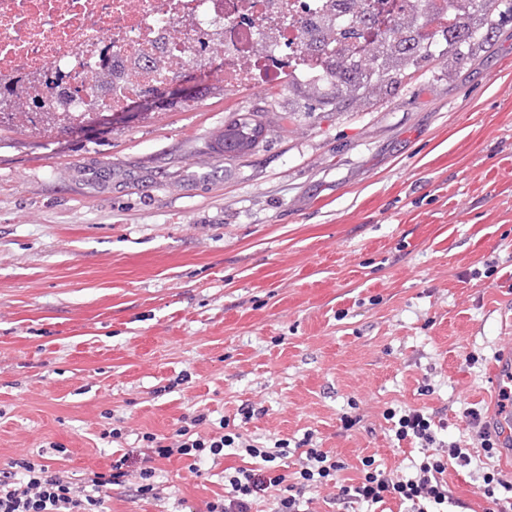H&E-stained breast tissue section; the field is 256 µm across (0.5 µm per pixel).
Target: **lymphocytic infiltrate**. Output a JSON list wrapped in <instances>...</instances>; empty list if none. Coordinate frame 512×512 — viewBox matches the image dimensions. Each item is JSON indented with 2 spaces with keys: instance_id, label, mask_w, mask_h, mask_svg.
I'll return each instance as SVG.
<instances>
[{
  "instance_id": "obj_1",
  "label": "lymphocytic infiltrate",
  "mask_w": 512,
  "mask_h": 512,
  "mask_svg": "<svg viewBox=\"0 0 512 512\" xmlns=\"http://www.w3.org/2000/svg\"><path fill=\"white\" fill-rule=\"evenodd\" d=\"M385 420L394 424L397 441L409 442L424 449L425 456L415 477L400 480L382 472H365L357 483L343 485L338 496L378 504L386 497L399 499L409 512H439L448 502V484L444 475L449 461L467 466L472 462L469 449L453 441L438 445L434 422L421 410L396 413L389 410ZM207 414L184 418L182 425L170 437L168 444L156 443L152 434H144L147 443L144 465L135 473L139 479L140 496L157 497L154 460L172 456H186L194 460L223 456L225 449L235 448L252 458L260 459V466L237 467L225 473L230 486L228 495L207 502L206 512H253L257 500L268 498L270 512H300L299 493L308 487L329 485L332 477L344 465L322 449L313 447L312 434H304L296 444L275 440L267 448H258L240 433H227L223 428L206 429ZM298 449L300 468L296 483H288L275 462L287 457L289 447ZM131 455L123 453L113 459L107 471L90 472L84 485L70 481L63 472L50 470L47 464L28 458L12 460L8 471L0 474V512H106L105 503L112 486L121 484L130 471Z\"/></svg>"
}]
</instances>
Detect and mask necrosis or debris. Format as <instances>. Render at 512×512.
<instances>
[{
  "label": "necrosis or debris",
  "mask_w": 512,
  "mask_h": 512,
  "mask_svg": "<svg viewBox=\"0 0 512 512\" xmlns=\"http://www.w3.org/2000/svg\"><path fill=\"white\" fill-rule=\"evenodd\" d=\"M411 0H0V127L41 137L120 112L132 93L155 92L189 66L223 55L231 90L261 81L316 80L337 43L368 61L388 16ZM48 76L39 109L19 106L31 77Z\"/></svg>",
  "instance_id": "necrosis-or-debris-1"
}]
</instances>
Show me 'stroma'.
<instances>
[{
	"instance_id": "35a3bbf8",
	"label": "stroma",
	"mask_w": 512,
	"mask_h": 512,
	"mask_svg": "<svg viewBox=\"0 0 512 512\" xmlns=\"http://www.w3.org/2000/svg\"><path fill=\"white\" fill-rule=\"evenodd\" d=\"M489 14V43L419 52L370 105L278 82L213 95L218 56L176 109L0 146V471L44 450L80 484L204 413L260 447L313 433L346 480L365 458L408 479L423 455L383 414L410 408L472 448L448 512H490L480 476L512 485V467L466 413L489 417L512 347V0ZM252 112L260 143L224 155ZM242 463L159 460V498L130 479L107 506L206 512ZM334 494L306 491L308 512L400 510Z\"/></svg>"
}]
</instances>
